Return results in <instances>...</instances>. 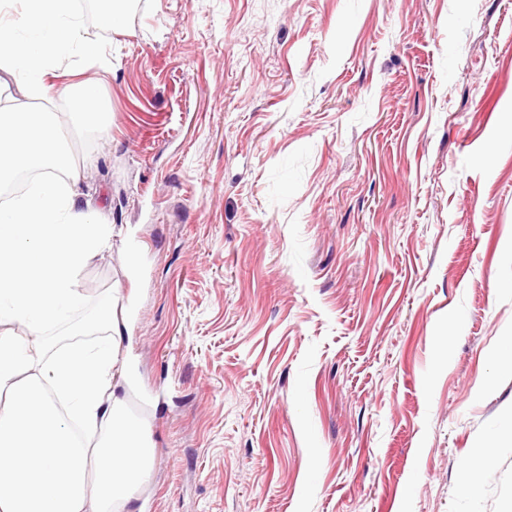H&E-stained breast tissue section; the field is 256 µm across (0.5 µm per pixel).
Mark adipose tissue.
Listing matches in <instances>:
<instances>
[{"mask_svg":"<svg viewBox=\"0 0 512 512\" xmlns=\"http://www.w3.org/2000/svg\"><path fill=\"white\" fill-rule=\"evenodd\" d=\"M70 0H0V187L21 170L44 176L7 206H0V323L25 327L0 336V512H114L130 500L153 457L139 422L116 395L117 348L89 350V328L120 335L124 325L111 303L91 323H78V340L43 358L46 325L83 304L82 267L111 250L114 230L77 207L82 174L62 147L59 123L30 108L43 94L59 59L101 56L98 43L78 38ZM80 125L103 129L112 110L99 82L81 83L68 100ZM68 173L67 181L56 171ZM99 427L90 445L73 439L68 418Z\"/></svg>","mask_w":512,"mask_h":512,"instance_id":"obj_1","label":"adipose tissue"}]
</instances>
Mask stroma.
<instances>
[{"instance_id":"obj_1","label":"stroma","mask_w":512,"mask_h":512,"mask_svg":"<svg viewBox=\"0 0 512 512\" xmlns=\"http://www.w3.org/2000/svg\"><path fill=\"white\" fill-rule=\"evenodd\" d=\"M93 3L45 105L117 231L71 318L125 317L120 512H512V0ZM76 95L68 99L71 114L78 124L93 129H105L111 123L112 110L109 101L101 93L99 81H87L78 85Z\"/></svg>"}]
</instances>
